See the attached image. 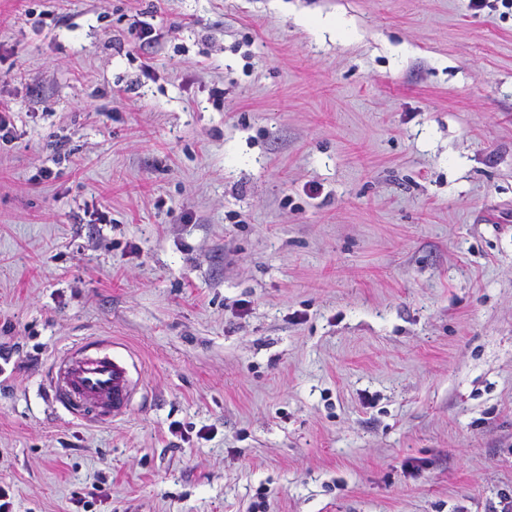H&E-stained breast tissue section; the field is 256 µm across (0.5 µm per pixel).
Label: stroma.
<instances>
[{
  "mask_svg": "<svg viewBox=\"0 0 512 512\" xmlns=\"http://www.w3.org/2000/svg\"><path fill=\"white\" fill-rule=\"evenodd\" d=\"M0 99L16 512L512 499L501 0H0ZM90 334L136 365L109 426L44 387Z\"/></svg>",
  "mask_w": 512,
  "mask_h": 512,
  "instance_id": "obj_1",
  "label": "stroma"
}]
</instances>
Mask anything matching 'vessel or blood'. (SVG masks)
Segmentation results:
<instances>
[{
	"instance_id": "b4317fda",
	"label": "vessel or blood",
	"mask_w": 512,
	"mask_h": 512,
	"mask_svg": "<svg viewBox=\"0 0 512 512\" xmlns=\"http://www.w3.org/2000/svg\"><path fill=\"white\" fill-rule=\"evenodd\" d=\"M133 368L111 337H85L54 358L46 375L48 397L72 420L111 424L132 404L137 389Z\"/></svg>"
}]
</instances>
